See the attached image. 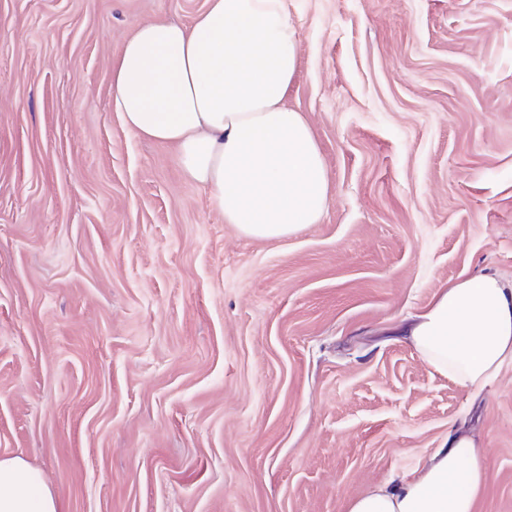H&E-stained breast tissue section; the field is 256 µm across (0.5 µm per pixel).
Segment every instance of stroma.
Returning a JSON list of instances; mask_svg holds the SVG:
<instances>
[{"mask_svg":"<svg viewBox=\"0 0 512 512\" xmlns=\"http://www.w3.org/2000/svg\"><path fill=\"white\" fill-rule=\"evenodd\" d=\"M206 0H0V458L60 512H346L449 428L512 512V365L479 398L403 331L512 282V0H288L319 223L243 236L126 130L112 61Z\"/></svg>","mask_w":512,"mask_h":512,"instance_id":"35a3bbf8","label":"stroma"}]
</instances>
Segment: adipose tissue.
Here are the masks:
<instances>
[{
  "label": "adipose tissue",
  "instance_id": "1",
  "mask_svg": "<svg viewBox=\"0 0 512 512\" xmlns=\"http://www.w3.org/2000/svg\"><path fill=\"white\" fill-rule=\"evenodd\" d=\"M287 0H208L189 24L137 27L112 63L125 128L177 148L184 176L225 223L254 239L288 236L328 208L327 171L303 113ZM421 358L472 394L512 365V284L470 275L442 290L409 330ZM482 451L451 434L425 465L369 489L347 512H475ZM0 512H59L42 473L0 459Z\"/></svg>",
  "mask_w": 512,
  "mask_h": 512
}]
</instances>
